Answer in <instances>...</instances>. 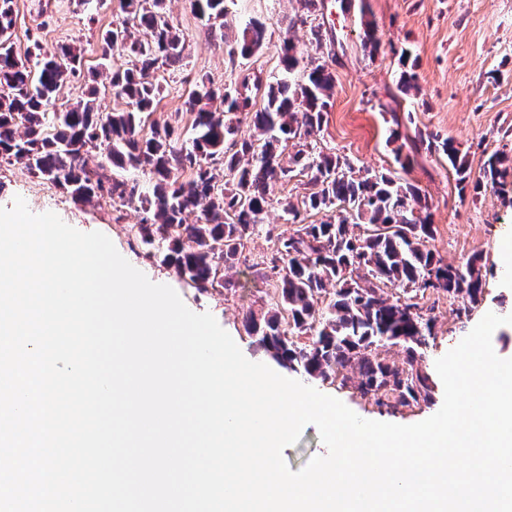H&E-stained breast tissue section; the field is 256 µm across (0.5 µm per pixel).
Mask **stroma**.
<instances>
[{
	"label": "stroma",
	"instance_id": "1",
	"mask_svg": "<svg viewBox=\"0 0 512 512\" xmlns=\"http://www.w3.org/2000/svg\"><path fill=\"white\" fill-rule=\"evenodd\" d=\"M323 2L316 22L336 39V86L326 120L314 137L319 147L376 173L396 168V144H411L421 132L452 139L475 178L492 153L508 157L505 174L493 188L459 191L447 161L423 149L402 174L429 200L436 228L429 246L435 254L456 265L478 255L486 270L483 299L471 311L462 312L457 298L436 301L433 334L418 357L419 365L432 375L436 360L486 313L512 314V253L504 250L512 242V0H353L347 12L340 10L337 0ZM168 9L186 37L185 59L174 73L160 74L163 91L154 117L186 132L192 117L183 106V92L198 75H208L218 84L234 76L275 77L287 32L299 50H313L308 25L293 22L299 11L296 0H225L227 26L221 33L209 30L192 13L189 0H169ZM119 14L115 0H96L90 10L80 0H14L12 40L22 56L38 46L47 51L65 46L82 50L84 68L60 92L64 103L92 88V70L111 75V66L100 63V45ZM250 21L263 25L264 46L229 64L224 42L237 38ZM368 21L380 36L372 55L360 45ZM404 49L417 64L420 91L415 95L396 89L398 57ZM395 129L400 138L393 144L389 137ZM18 197L32 213L52 212L79 231L104 233L152 282L171 286L191 311L211 313L247 359L338 398L361 418L410 425L432 416L443 403L444 389L439 386L432 404L389 413L361 397L353 385L336 378H312L258 348L243 321L247 313L261 316L269 310L272 288L268 281L253 277L247 263L267 252L266 235L252 236L244 261L225 271L223 288L201 291L129 232V225L141 218L139 211L106 197L75 200L34 177L24 164L0 156V208H11Z\"/></svg>",
	"mask_w": 512,
	"mask_h": 512
}]
</instances>
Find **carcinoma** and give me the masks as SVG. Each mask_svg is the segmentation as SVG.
I'll return each mask as SVG.
<instances>
[{
  "mask_svg": "<svg viewBox=\"0 0 512 512\" xmlns=\"http://www.w3.org/2000/svg\"><path fill=\"white\" fill-rule=\"evenodd\" d=\"M193 13L224 27V0H190ZM122 19L102 36L101 59L112 64L115 98L105 111L91 90L65 109L56 108L67 78L81 72L83 56L68 47L50 56L22 59L11 41L13 0H0V154L22 162L36 177L89 201L106 196L122 206H139L144 216L130 226L142 243H168L162 263L199 290L224 287V270L240 259L247 241L262 229L272 205L290 223L288 236L273 241L270 253L250 268L273 281L271 309L261 319L249 314L244 329L278 361L322 380L342 376L364 398L397 412L428 405L431 377L417 363L418 349L432 335L434 319L421 300L461 297L471 309L482 300L481 257L454 266L427 243L436 228L425 194L394 172L355 168L346 157L324 152L309 138L320 131L331 107L336 78L335 40L310 27L318 56L305 57L285 37L279 55L281 76L267 85L263 106L250 91L261 81L243 77L222 87L206 75L188 90L190 141L167 122L147 119L156 111L161 69L185 58V39L166 10V0H119ZM264 45V28L253 22L228 50L230 62L248 58ZM124 63L119 64L117 60ZM397 89L417 88L415 64L399 57ZM249 133L240 135L242 123ZM112 146V165L139 170L153 183L152 196L136 180L105 173L90 164L92 150ZM426 147L448 159L460 191L492 186L504 155H493L483 180L471 172L454 142L418 134L411 149ZM307 177L300 204L275 196L291 173ZM325 219L306 222L305 214ZM199 213L194 224L184 215ZM402 345L401 364L375 354Z\"/></svg>",
  "mask_w": 512,
  "mask_h": 512,
  "instance_id": "1",
  "label": "carcinoma"
}]
</instances>
